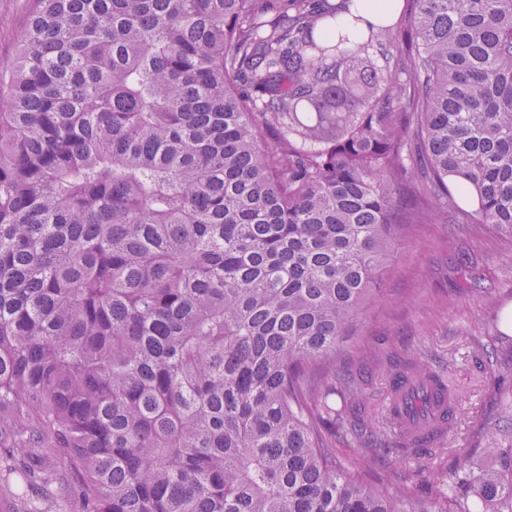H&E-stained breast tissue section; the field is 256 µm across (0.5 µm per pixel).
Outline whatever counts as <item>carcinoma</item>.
I'll return each mask as SVG.
<instances>
[{"label": "carcinoma", "instance_id": "cac0c4a2", "mask_svg": "<svg viewBox=\"0 0 512 512\" xmlns=\"http://www.w3.org/2000/svg\"><path fill=\"white\" fill-rule=\"evenodd\" d=\"M31 0L0 69V468L55 512H512L487 437L347 475L336 352L430 204L512 236V0ZM447 379L409 359L389 388ZM356 3L350 7L353 13L360 16V28L366 29L368 26L381 27L389 25L394 20L393 11L389 16L385 15L389 0H353Z\"/></svg>", "mask_w": 512, "mask_h": 512}]
</instances>
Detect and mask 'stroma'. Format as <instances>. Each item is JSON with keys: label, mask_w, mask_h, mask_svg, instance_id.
<instances>
[{"label": "stroma", "mask_w": 512, "mask_h": 512, "mask_svg": "<svg viewBox=\"0 0 512 512\" xmlns=\"http://www.w3.org/2000/svg\"><path fill=\"white\" fill-rule=\"evenodd\" d=\"M30 0H0V67L12 66L23 36ZM512 237L489 224H463L440 210L416 218L394 241L383 289L356 319L345 341L349 366L360 369L363 406H350L352 425L381 421L388 400V359L418 353L445 372L456 393L459 424L444 442L446 456L414 458L397 451L372 459L375 468L394 472L407 493L420 497L430 474L458 461L484 463L472 449V432L512 402V376L484 371L472 342L481 339L502 353L512 352V334L500 329L512 309V263L503 256Z\"/></svg>", "instance_id": "obj_1"}]
</instances>
